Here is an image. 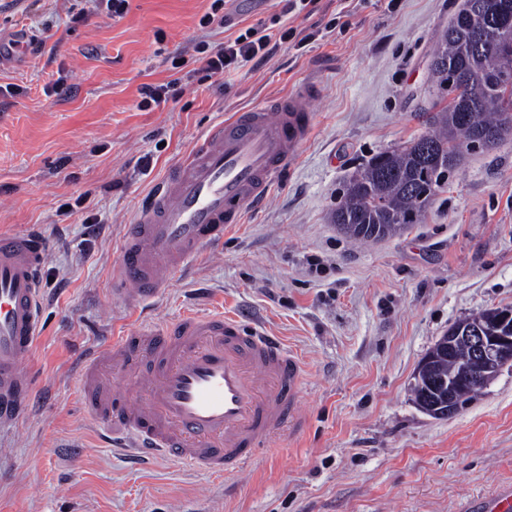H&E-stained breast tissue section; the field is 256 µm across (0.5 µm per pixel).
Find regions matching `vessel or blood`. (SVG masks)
Wrapping results in <instances>:
<instances>
[{"instance_id":"1","label":"vessel or blood","mask_w":512,"mask_h":512,"mask_svg":"<svg viewBox=\"0 0 512 512\" xmlns=\"http://www.w3.org/2000/svg\"><path fill=\"white\" fill-rule=\"evenodd\" d=\"M316 88L234 113L213 126L167 176L130 225L112 295L129 305L155 295L231 225L266 204L308 140ZM49 250L36 233L0 239V427L28 409L27 366L41 333L40 276ZM114 376L122 388L105 384ZM83 405L123 452L172 459L215 474L241 472L283 431H300L305 388L297 355L258 326L221 312L137 326L89 355ZM477 512H512V486Z\"/></svg>"}]
</instances>
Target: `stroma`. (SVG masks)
I'll list each match as a JSON object with an SVG mask.
<instances>
[{
    "label": "stroma",
    "mask_w": 512,
    "mask_h": 512,
    "mask_svg": "<svg viewBox=\"0 0 512 512\" xmlns=\"http://www.w3.org/2000/svg\"><path fill=\"white\" fill-rule=\"evenodd\" d=\"M463 0H0V34L47 32L0 63V235L49 248L29 413L0 428V512H463L512 485V365L457 414L418 409L414 374L459 320L512 307V134L465 156L420 223L357 244L331 221L343 183L430 129L433 49ZM255 27L262 63L201 79L195 47ZM184 59L172 74V58ZM168 100L140 105L142 84ZM316 85L313 128L265 208L134 309L112 296L139 205L215 124ZM95 217L99 233L86 219ZM260 325L303 363L307 423L239 476L129 462L83 406L81 363L191 308ZM84 6L78 9V12L73 15L74 20H81L88 14L95 13L105 4L108 12L112 13V17H121L127 12L129 0H76Z\"/></svg>",
    "instance_id": "1"
}]
</instances>
